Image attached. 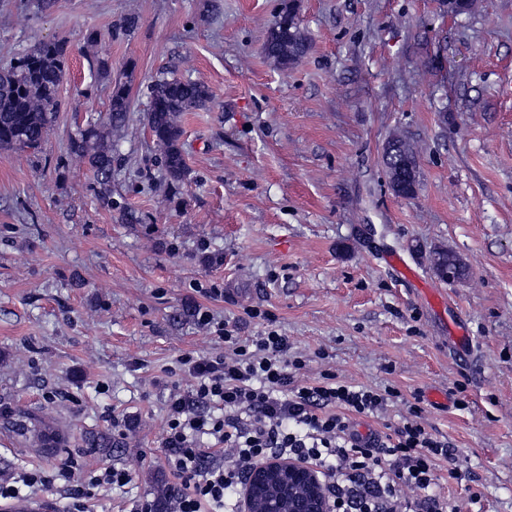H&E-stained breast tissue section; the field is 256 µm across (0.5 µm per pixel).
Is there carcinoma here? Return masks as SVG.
Masks as SVG:
<instances>
[{
  "instance_id": "cac0c4a2",
  "label": "carcinoma",
  "mask_w": 512,
  "mask_h": 512,
  "mask_svg": "<svg viewBox=\"0 0 512 512\" xmlns=\"http://www.w3.org/2000/svg\"><path fill=\"white\" fill-rule=\"evenodd\" d=\"M295 6L288 3L270 28L265 39V55L279 67H288L309 50V39L300 31L290 33ZM67 47L61 41L40 42L14 57L0 69V150H37L48 136L57 112L63 105L60 89L66 76ZM150 107L145 116L153 142L160 152L167 186L184 182L188 168L185 158L180 117L185 112L206 108L212 100L210 88L200 81L184 79L172 71H163L148 86ZM130 100L126 87L114 85L110 112L104 122H91L70 138L71 156L93 174L96 194L112 206V163L116 142L129 119ZM383 161L388 173L401 162H410L411 188L394 189L401 196L414 195L417 187V160L410 146L401 139L388 142ZM3 429L23 434L32 418L9 407L0 411Z\"/></svg>"
}]
</instances>
